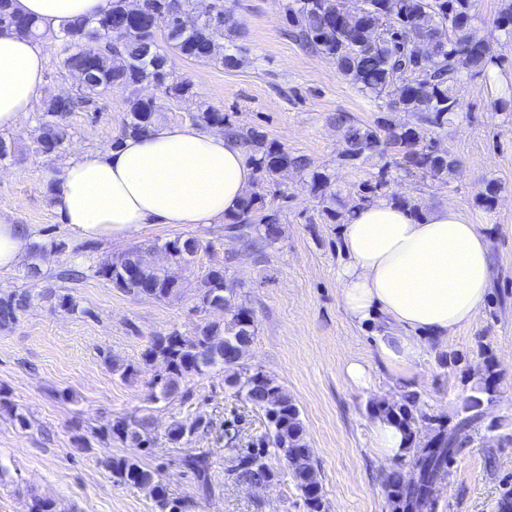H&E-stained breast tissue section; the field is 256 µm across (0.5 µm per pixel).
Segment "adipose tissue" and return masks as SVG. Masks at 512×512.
Segmentation results:
<instances>
[{
    "label": "adipose tissue",
    "instance_id": "1",
    "mask_svg": "<svg viewBox=\"0 0 512 512\" xmlns=\"http://www.w3.org/2000/svg\"><path fill=\"white\" fill-rule=\"evenodd\" d=\"M45 35L100 17L112 0H16ZM41 43L0 33V130L16 128L43 84ZM255 178L245 150L224 135L160 123L149 135L69 159L47 176L61 224L82 239H126L150 224H219L237 212ZM342 307L377 325L376 357L397 380L425 353L444 351L469 325L491 286L483 225L447 204L421 213L387 198L354 208L340 229ZM32 227L0 219V271L31 251Z\"/></svg>",
    "mask_w": 512,
    "mask_h": 512
}]
</instances>
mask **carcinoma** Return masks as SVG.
<instances>
[{"mask_svg":"<svg viewBox=\"0 0 512 512\" xmlns=\"http://www.w3.org/2000/svg\"><path fill=\"white\" fill-rule=\"evenodd\" d=\"M359 13L343 9V0H287L285 16L294 37L313 53L330 58L336 72L359 92L386 101L394 112L410 115L407 122L384 118L374 125L359 124L344 112L336 113V127L342 130L345 160L356 163L376 161L378 174L350 190L353 205L388 197L411 211H419L414 200L392 191L390 169L410 176L446 182L459 166L457 155L432 137L434 129L448 126L459 109V93L466 78L488 76L499 66L500 55L487 41L472 35L475 0H366ZM14 0H0V33L37 37L35 22L17 12ZM192 0H143L141 10L131 12L128 0H112V10L95 20L79 19L60 36L59 71L84 68L83 85L67 96L44 98L38 117V151L49 155L62 150L73 133L69 117L74 112H97L112 93L126 94V119L116 146L126 137L143 136L155 125L156 114L165 103L138 94L139 87L152 83L167 98L191 101L190 82L177 79L169 65V53L203 62L235 68L243 63L241 53L224 45V31L237 21L231 10L221 8L189 26L179 23L190 11ZM496 29L503 32L502 46H512V0H505ZM90 42L98 43L94 59L84 53ZM189 121L203 129L220 128L247 150L257 174L253 190L245 195L236 214L226 218L228 237L245 247L267 248L280 236V210L268 201L279 193V178L295 170L308 178L311 192L325 203L324 213L339 224L346 213L332 207L337 192L330 177L314 166L310 158L294 155L285 146L268 140L260 130L243 126L212 107L198 105L188 111ZM171 261L189 266L211 244L196 237H177L159 246ZM95 275L125 293L167 300L183 288L179 279L157 268L139 249H131L100 262ZM239 286L227 278L223 266L211 268L194 286L193 311L202 316L191 335L173 330L154 336L143 354L149 363L160 362L164 374L155 382L160 397L179 393L181 380L201 374L217 361L233 368L255 332L253 310L238 293ZM25 290L0 296V325L18 320L31 304ZM224 307L226 318L219 324L207 320L212 307ZM474 381L464 396L453 426L422 413L419 396L404 395L401 403L370 404L371 415H384L401 427L409 441V460L398 463L386 476L385 487L391 512H427L432 486L448 464V458L468 446L483 423L484 406L497 399L501 372L495 358L483 351L476 370L465 369ZM238 392L265 412L267 429L257 447L235 458L231 472L242 483L254 484L273 476L267 462L268 448L281 454L297 485L304 492L309 512H322L313 449L306 441L300 411L288 392L259 370H241L232 380ZM428 422L425 437L418 436L417 422ZM199 423H177L169 430L172 441L188 442ZM135 448L150 447L151 421L118 420L106 428ZM192 472L201 489L211 490V460L207 451L194 449L180 459ZM116 482L147 492L157 512H176L181 502L169 498L159 473L127 457L109 461Z\"/></svg>","mask_w":512,"mask_h":512,"instance_id":"cac0c4a2","label":"carcinoma"}]
</instances>
